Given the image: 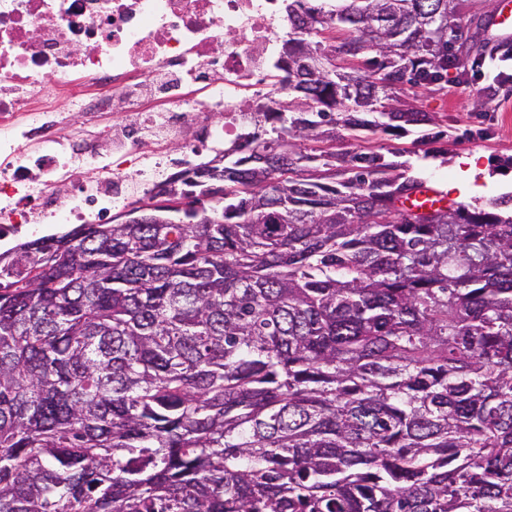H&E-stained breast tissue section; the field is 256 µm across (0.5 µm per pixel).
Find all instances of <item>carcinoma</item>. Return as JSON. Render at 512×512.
<instances>
[{
	"mask_svg": "<svg viewBox=\"0 0 512 512\" xmlns=\"http://www.w3.org/2000/svg\"><path fill=\"white\" fill-rule=\"evenodd\" d=\"M286 0L288 109L179 174L211 209L0 252V512H512V197L343 133L466 80L452 0Z\"/></svg>",
	"mask_w": 512,
	"mask_h": 512,
	"instance_id": "obj_1",
	"label": "carcinoma"
}]
</instances>
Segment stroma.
<instances>
[{
  "instance_id": "obj_1",
  "label": "stroma",
  "mask_w": 512,
  "mask_h": 512,
  "mask_svg": "<svg viewBox=\"0 0 512 512\" xmlns=\"http://www.w3.org/2000/svg\"><path fill=\"white\" fill-rule=\"evenodd\" d=\"M498 72L497 64L488 62L481 77L462 87L419 94L417 107L433 113L435 122L418 153L407 158L409 175L449 191L462 176L464 160L474 158L481 166L475 176L481 200L512 194V84L499 87L492 101L483 93ZM449 193L458 199V192Z\"/></svg>"
}]
</instances>
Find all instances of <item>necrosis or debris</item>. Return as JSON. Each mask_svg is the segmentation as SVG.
<instances>
[{
	"mask_svg": "<svg viewBox=\"0 0 512 512\" xmlns=\"http://www.w3.org/2000/svg\"><path fill=\"white\" fill-rule=\"evenodd\" d=\"M287 21L282 0H0V239L120 211L130 186L151 192L182 166L161 141L195 156L223 146L244 119L241 95L276 64ZM123 103L133 110L106 143L73 147L69 109L104 115Z\"/></svg>",
	"mask_w": 512,
	"mask_h": 512,
	"instance_id": "obj_1",
	"label": "necrosis or debris"
}]
</instances>
